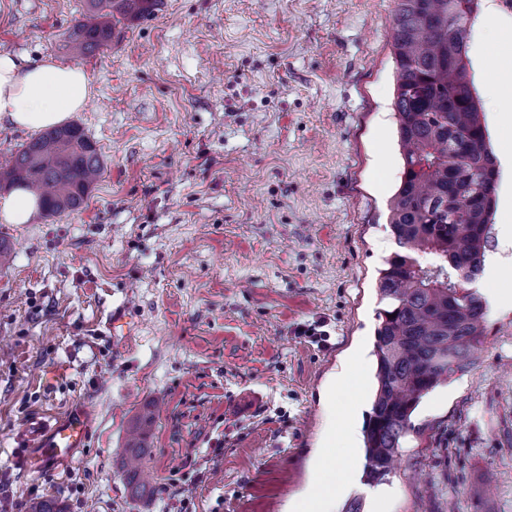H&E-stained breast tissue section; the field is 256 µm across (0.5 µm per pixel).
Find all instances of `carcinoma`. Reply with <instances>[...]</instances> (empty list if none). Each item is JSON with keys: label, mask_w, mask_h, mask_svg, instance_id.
<instances>
[{"label": "carcinoma", "mask_w": 512, "mask_h": 512, "mask_svg": "<svg viewBox=\"0 0 512 512\" xmlns=\"http://www.w3.org/2000/svg\"><path fill=\"white\" fill-rule=\"evenodd\" d=\"M156 0H84L85 19L68 31L76 57L112 40V22L150 13ZM394 112L403 171L389 203L398 250L380 271L373 355L376 391L365 416V482L388 479L421 400L473 364L487 322L475 285L483 276L496 204L497 160L471 82L468 23L478 0H395ZM102 171L81 125L50 127L0 167V185H23L42 214L81 209ZM153 417L135 424L124 475L132 495Z\"/></svg>", "instance_id": "obj_1"}]
</instances>
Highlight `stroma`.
<instances>
[{
	"instance_id": "1",
	"label": "stroma",
	"mask_w": 512,
	"mask_h": 512,
	"mask_svg": "<svg viewBox=\"0 0 512 512\" xmlns=\"http://www.w3.org/2000/svg\"><path fill=\"white\" fill-rule=\"evenodd\" d=\"M80 0H0V51L83 67L72 117L103 173L77 212L0 223V512H289L340 422L326 392L372 354L403 160L393 115L394 0H157L88 57ZM469 70L493 150L512 148L487 86L512 31ZM125 307L132 336L106 328ZM312 324L320 340L298 335ZM157 411L128 494L127 431ZM84 415L66 462L26 466L35 421ZM387 482L335 512H512V307L489 306L468 372L425 396Z\"/></svg>"
}]
</instances>
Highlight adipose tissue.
<instances>
[{"label": "adipose tissue", "instance_id": "adipose-tissue-1", "mask_svg": "<svg viewBox=\"0 0 512 512\" xmlns=\"http://www.w3.org/2000/svg\"><path fill=\"white\" fill-rule=\"evenodd\" d=\"M91 94L82 67L64 65L47 56L33 62L14 53L0 52V122L40 130L65 122L81 111ZM371 383V374L360 361L343 367L328 399L331 412L355 416L356 405ZM333 448L323 449L325 469L336 470L338 486H349L355 473L348 461L357 450L358 431L349 425L333 438Z\"/></svg>", "mask_w": 512, "mask_h": 512}]
</instances>
